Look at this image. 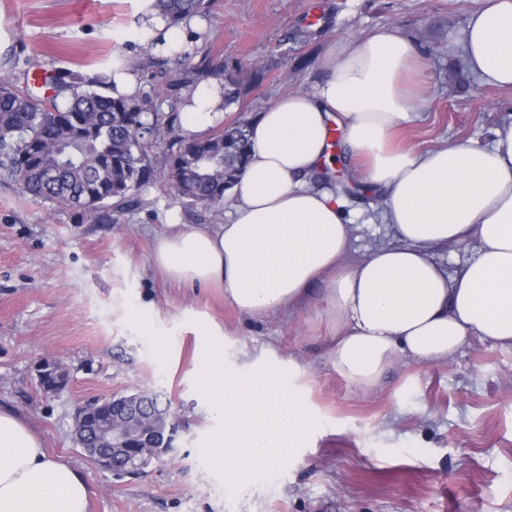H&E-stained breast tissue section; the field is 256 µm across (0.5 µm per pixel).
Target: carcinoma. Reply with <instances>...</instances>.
I'll return each mask as SVG.
<instances>
[{"mask_svg":"<svg viewBox=\"0 0 512 512\" xmlns=\"http://www.w3.org/2000/svg\"><path fill=\"white\" fill-rule=\"evenodd\" d=\"M156 7L177 26L186 18L206 17L210 0H156ZM176 57L197 59L187 74L167 84L166 97L177 102L225 70L224 60L206 45ZM41 89L37 94L0 76V173L24 195L110 220L140 204V192L153 180L149 151L165 143L173 148L169 192L217 212L224 187L247 163L246 126L190 140L178 124L152 111V84L132 97H114L106 76L86 79L54 70Z\"/></svg>","mask_w":512,"mask_h":512,"instance_id":"obj_1","label":"carcinoma"}]
</instances>
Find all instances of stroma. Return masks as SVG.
Returning <instances> with one entry per match:
<instances>
[{
  "mask_svg": "<svg viewBox=\"0 0 512 512\" xmlns=\"http://www.w3.org/2000/svg\"><path fill=\"white\" fill-rule=\"evenodd\" d=\"M484 0H214L205 37L234 69L238 97L225 126L247 123L278 97L312 90L330 46L389 27L421 52L414 81L428 103L395 132L418 153L462 140L487 143L512 113V89L480 85L463 51L467 17ZM136 0H0V73L33 67L110 75L143 57ZM143 206L119 223L23 196L0 178V408L21 416L47 452L85 479L89 512H512V347L472 340L448 363L402 360L376 391L339 379L317 302L252 317L220 288L169 281L150 261L167 214L220 224L164 190L166 151ZM347 197L353 257L394 243L378 222L382 192ZM235 373L298 366L289 384L318 421L286 468L229 495L205 463L208 401L196 386L209 339ZM61 365L45 391L37 367ZM139 390L167 406L172 454L117 475L72 436L79 407Z\"/></svg>",
  "mask_w": 512,
  "mask_h": 512,
  "instance_id": "stroma-1",
  "label": "stroma"
}]
</instances>
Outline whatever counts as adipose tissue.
Instances as JSON below:
<instances>
[{"label":"adipose tissue","mask_w":512,"mask_h":512,"mask_svg":"<svg viewBox=\"0 0 512 512\" xmlns=\"http://www.w3.org/2000/svg\"><path fill=\"white\" fill-rule=\"evenodd\" d=\"M142 41L163 54L193 46L190 18L169 26L155 0H137ZM470 71L512 87V0H489L463 31ZM418 57L389 28L338 41L312 91L280 96L247 128L249 159L228 189L221 224H166L151 261L169 280L223 289L241 313L296 311L322 283L321 314L332 329L336 375L370 393L402 358L447 362L471 338L512 346V115L487 144L460 142L421 154L394 148L420 97L407 77ZM224 83H201L180 112L186 135L224 118ZM384 188L380 217L397 243L352 257L346 201L322 184L335 163L332 122ZM472 241L476 250L448 274L434 247ZM84 479L51 458L15 415L0 410V512H87Z\"/></svg>","instance_id":"obj_1"}]
</instances>
